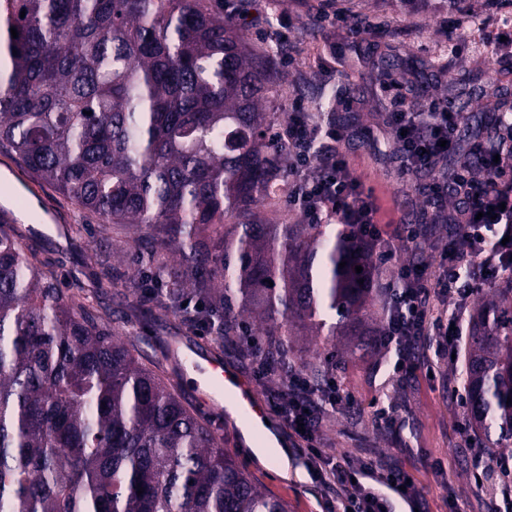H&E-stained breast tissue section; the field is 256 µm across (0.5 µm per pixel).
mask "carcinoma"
Wrapping results in <instances>:
<instances>
[{
    "label": "carcinoma",
    "instance_id": "cac0c4a2",
    "mask_svg": "<svg viewBox=\"0 0 512 512\" xmlns=\"http://www.w3.org/2000/svg\"><path fill=\"white\" fill-rule=\"evenodd\" d=\"M393 13L456 10L460 0H375ZM18 37L12 38L10 28ZM390 77L399 56L351 59ZM283 80L224 19V0H0V148L91 223L121 228L142 266L93 251L96 278L155 310L215 323L224 347L258 326L261 353L286 374L301 359L312 386L341 363L338 336L382 349V269L372 247L329 224L270 220L258 206L288 194V149L263 102ZM322 90L321 123L357 127ZM486 141L460 152L479 166ZM0 220V512H289L218 446L178 387L112 324L77 282ZM346 266L339 267L340 263ZM362 267L356 272L355 267ZM363 283H358V280ZM472 427L512 438V288L477 305L465 351ZM144 492L137 494V487Z\"/></svg>",
    "mask_w": 512,
    "mask_h": 512
}]
</instances>
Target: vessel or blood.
I'll use <instances>...</instances> for the list:
<instances>
[{
	"instance_id": "1",
	"label": "vessel or blood",
	"mask_w": 512,
	"mask_h": 512,
	"mask_svg": "<svg viewBox=\"0 0 512 512\" xmlns=\"http://www.w3.org/2000/svg\"><path fill=\"white\" fill-rule=\"evenodd\" d=\"M182 356L191 367L204 370L206 383L197 393L203 399L204 409L215 421H222L223 404L227 401L233 404L242 423L256 425L271 417L269 406L254 385L240 381L222 361L190 347L184 348Z\"/></svg>"
}]
</instances>
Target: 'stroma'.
<instances>
[{
    "label": "stroma",
    "instance_id": "1",
    "mask_svg": "<svg viewBox=\"0 0 512 512\" xmlns=\"http://www.w3.org/2000/svg\"><path fill=\"white\" fill-rule=\"evenodd\" d=\"M481 0H464L461 8L448 14L428 16H394L381 10L375 19L387 23V43L395 46L406 62L405 80H413L422 63L445 66L451 76L475 73L481 95L475 96L469 113L486 112L492 100L483 91L495 87L512 94V59L490 64L477 47L458 51L457 40L468 38L472 18L476 17ZM248 22L238 28L247 47L261 54L271 53L261 32L269 17L288 18V63L282 64L284 74L279 93L267 103L270 112H285L293 99L300 98L314 105L312 89L320 83L335 86L338 112L359 117L366 125L364 144L344 142L346 153L356 174L378 193L399 196L405 220L420 224L424 215L419 195H404V180L397 163L386 154L392 134L381 127L379 110L389 105L390 97L370 69H344L341 60L354 55H369L378 42L371 32L351 37L346 28L316 20L305 0H252ZM14 200L9 217L21 227L23 244L36 250L39 258L54 263L60 288L82 282L91 296L108 307L113 318L125 310L123 297L110 284H96L95 267L84 253L103 241L100 226L85 231L78 244L61 243L57 235L37 230L20 203H38L41 213L49 215L55 224L69 226L74 213L49 185L40 184L6 152L0 151V198ZM131 335L141 338L145 353L159 363L166 375L177 384L183 399L192 409H199L196 383L191 379L183 360L170 358L167 350L172 337L184 342L202 344L203 336L174 318L145 317L130 328ZM394 356L356 352L347 356L341 368L346 388L360 403L351 412L328 415L321 427L325 448L337 454L348 453L365 460L388 466H399L416 480L422 493L425 512H493L485 489L471 477V453L474 449H490V442L479 437L469 425L467 409L457 407L448 394L449 388L462 384L461 362L445 361L434 379L418 378L397 381L392 371ZM225 440L230 441V454L267 490L288 503L290 512H321L323 494L312 482L304 461L293 456V469L288 478H281L261 464L245 448L240 429L225 428ZM442 460L444 473L433 470L435 460ZM456 503H449V496Z\"/></svg>",
    "mask_w": 512,
    "mask_h": 512
}]
</instances>
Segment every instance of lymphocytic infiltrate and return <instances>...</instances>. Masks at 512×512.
I'll use <instances>...</instances> for the list:
<instances>
[{
	"label": "lymphocytic infiltrate",
	"instance_id": "lymphocytic-infiltrate-1",
	"mask_svg": "<svg viewBox=\"0 0 512 512\" xmlns=\"http://www.w3.org/2000/svg\"><path fill=\"white\" fill-rule=\"evenodd\" d=\"M461 123V113L449 111L441 100L433 98L417 106L396 93L387 124L395 135L404 174L419 177L433 158L447 156L456 145ZM500 126L505 135L496 153L484 155L481 166L459 165L451 179L438 178L427 185L424 203L432 222L450 226L448 243L434 268L426 262L417 266L399 261V247L420 249V230L408 224L397 231L383 223L379 197L365 189L341 149L343 128L318 126L311 112L296 101L287 122L276 131L293 158L288 206L298 220L320 224L328 217L339 218L373 245L379 265L393 268L382 342L396 353L395 370L406 376H415L419 369L412 350L422 337L433 338L438 360L458 353L470 300L512 274V116H503ZM459 188L465 189L468 200L462 209L449 211L448 194ZM252 362L254 379L266 392L270 409L287 426L312 478L327 493L325 512H391L396 502L417 512L420 491L406 471L324 448L320 433L324 414L358 406L335 367H328L320 387H313L299 370L290 372L282 387L271 382L260 355H253ZM474 460L496 475L492 487L496 512H512V455L479 453Z\"/></svg>",
	"mask_w": 512,
	"mask_h": 512
}]
</instances>
